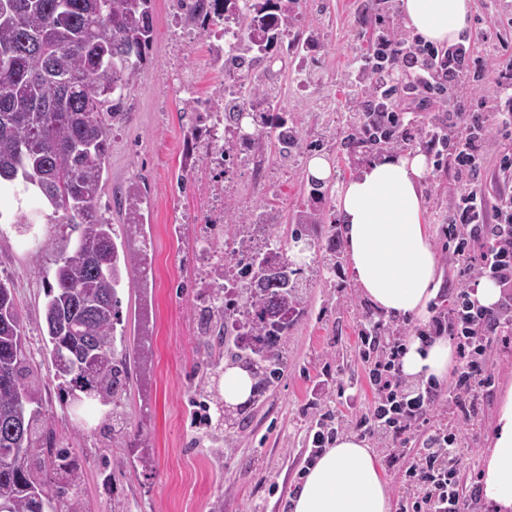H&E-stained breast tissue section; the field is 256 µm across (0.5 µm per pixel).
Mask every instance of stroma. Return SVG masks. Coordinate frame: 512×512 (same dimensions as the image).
Here are the masks:
<instances>
[{
  "label": "stroma",
  "mask_w": 512,
  "mask_h": 512,
  "mask_svg": "<svg viewBox=\"0 0 512 512\" xmlns=\"http://www.w3.org/2000/svg\"><path fill=\"white\" fill-rule=\"evenodd\" d=\"M155 35L137 80L125 89L128 121L114 126L97 206L109 218L119 253L138 256L146 277L126 274L118 291L120 317L115 349L126 354V393L119 408L124 434L104 444L93 414L74 410L48 382L44 405L58 447L86 458L85 496L93 512H291V500L307 465L308 427L321 405L311 389L326 378L344 388L341 410L356 421L374 400L357 351L362 314L371 306L358 288L345 247L338 211L340 184L373 158L434 150L414 140L394 146L352 138L359 120L351 100L363 90V60L379 31L405 30L398 0H299L289 29L288 54L257 65L266 91L298 137L282 156L275 136L262 133L251 150L261 172L239 165L233 182L205 167L200 152L186 154L184 141L194 121L189 98H206L223 85L211 66L210 40L194 24L177 28L175 0H152ZM500 40H480L483 29ZM475 55L485 61L512 58V0H472L466 30ZM191 80L190 92L180 88ZM462 111L493 119L500 100L499 77L488 69L475 83L455 89ZM329 160L332 176L322 196L311 195L307 162ZM247 210L267 213L275 232L290 238L300 211L316 209L322 221L302 236L308 256L299 266L308 288L304 310L285 337L287 368L241 416L244 427L215 447L211 427L196 424L203 401L195 397V366L208 353L196 301L197 220L216 188ZM462 186L453 170H430L422 186L431 243L442 287L432 304L447 306L466 278L448 259V214ZM136 192L139 219L129 222L125 198ZM26 214L32 230L18 234L14 221ZM50 207L26 193L0 197V278H12L27 324L31 361L39 372L51 367L42 333L45 280L56 267L47 241L59 231ZM494 377L462 455V470L481 484L493 446L499 407L512 389V335L494 337L489 360Z\"/></svg>",
  "instance_id": "1"
}]
</instances>
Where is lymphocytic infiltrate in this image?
Instances as JSON below:
<instances>
[{
	"instance_id": "lymphocytic-infiltrate-1",
	"label": "lymphocytic infiltrate",
	"mask_w": 512,
	"mask_h": 512,
	"mask_svg": "<svg viewBox=\"0 0 512 512\" xmlns=\"http://www.w3.org/2000/svg\"><path fill=\"white\" fill-rule=\"evenodd\" d=\"M367 64V110L362 131L374 140L405 142L416 137L430 148L447 150L448 161L467 186L456 199L448 220L453 259L470 282L488 278L501 289L502 300L492 309L477 305L469 289L456 291L450 306L432 317L424 338L448 337L459 359L449 387L435 383L407 384L399 360L405 345L394 327L365 314L359 330V356L368 363L374 401L355 423L361 435L377 440L387 467L404 465L407 493L400 512H480L481 501L465 494L461 483L459 449L464 424L479 414L492 378L486 358L493 337L512 333V157L504 156L497 169L503 189L490 193L483 179L484 150L492 129H512V61L500 70L508 112L488 127L481 114L451 109L447 119L422 123L406 117L398 101L417 99L427 104L451 103L462 75L483 78V63L471 46L440 49L416 39L387 33L372 49ZM481 251H474L475 243ZM455 405L461 425L437 423L447 405ZM425 434L422 447L411 439Z\"/></svg>"
}]
</instances>
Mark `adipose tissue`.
<instances>
[{
	"instance_id": "obj_1",
	"label": "adipose tissue",
	"mask_w": 512,
	"mask_h": 512,
	"mask_svg": "<svg viewBox=\"0 0 512 512\" xmlns=\"http://www.w3.org/2000/svg\"><path fill=\"white\" fill-rule=\"evenodd\" d=\"M401 11L422 39L448 45L465 31L470 0H401ZM427 172L424 154H386L339 189L354 279L389 315L427 318L440 289L421 192ZM453 364L452 348L441 338L429 344L411 340L401 359L404 374L438 380L447 378ZM483 493L496 512H512V394L499 411ZM292 512H390L375 453L357 436L339 437L307 470Z\"/></svg>"
}]
</instances>
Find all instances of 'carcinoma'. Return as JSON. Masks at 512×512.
<instances>
[{
    "mask_svg": "<svg viewBox=\"0 0 512 512\" xmlns=\"http://www.w3.org/2000/svg\"><path fill=\"white\" fill-rule=\"evenodd\" d=\"M186 20L203 31L221 16L238 23V46L265 58L281 45L297 0H180ZM154 38L152 0H0V183H19L40 194L58 221L79 230L48 241L59 258L46 283L43 320L51 345L53 377L63 399L84 403L113 431L111 405L123 391L121 359L113 346L122 270L137 261L119 254L112 224L99 212V194L109 152L110 123L127 117L123 89L138 76ZM244 98L224 101L215 89L207 101L224 104V119L244 105L264 106L263 125L278 130L279 152L298 139L261 80L243 84ZM278 275L265 277L268 257L253 254L241 274L243 307L255 312L253 336L264 348L244 344L228 309L214 312L219 335L207 340L219 354L200 367L212 382L214 424H240L239 412L219 389L222 358L252 380L249 402L263 397L284 363L281 336L302 303L280 243ZM43 378L31 364L23 314L9 280L0 279V512H92L82 492L86 461L53 437L43 410Z\"/></svg>",
    "mask_w": 512,
    "mask_h": 512,
    "instance_id": "obj_1",
    "label": "carcinoma"
}]
</instances>
